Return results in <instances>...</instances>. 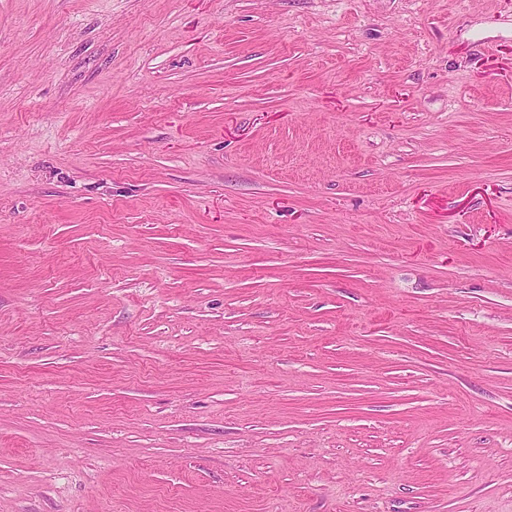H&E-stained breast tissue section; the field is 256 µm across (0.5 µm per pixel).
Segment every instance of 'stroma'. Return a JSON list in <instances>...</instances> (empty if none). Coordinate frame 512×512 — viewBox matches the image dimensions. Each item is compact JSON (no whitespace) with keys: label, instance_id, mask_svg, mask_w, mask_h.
Masks as SVG:
<instances>
[{"label":"stroma","instance_id":"35a3bbf8","mask_svg":"<svg viewBox=\"0 0 512 512\" xmlns=\"http://www.w3.org/2000/svg\"><path fill=\"white\" fill-rule=\"evenodd\" d=\"M0 512H512V0H0Z\"/></svg>","mask_w":512,"mask_h":512}]
</instances>
